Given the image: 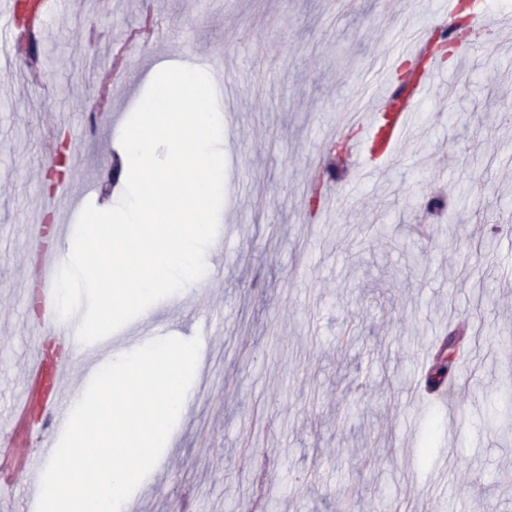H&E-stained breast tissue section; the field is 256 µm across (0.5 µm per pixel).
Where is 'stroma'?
I'll list each match as a JSON object with an SVG mask.
<instances>
[{
    "label": "stroma",
    "mask_w": 512,
    "mask_h": 512,
    "mask_svg": "<svg viewBox=\"0 0 512 512\" xmlns=\"http://www.w3.org/2000/svg\"><path fill=\"white\" fill-rule=\"evenodd\" d=\"M141 0H60L45 78L0 57V438L53 319L28 242L61 193L103 206L116 146L156 73L219 53L225 156L205 308L155 303L152 328L201 337L194 396L132 512H512V42L458 51L376 177L334 143L356 137L402 36L443 24L444 0H152L159 36L114 72ZM109 86L111 112L97 90ZM80 159L44 188L51 140ZM335 163L332 207L312 167ZM212 331L202 336L201 322ZM473 342L451 400L415 394L448 329Z\"/></svg>",
    "instance_id": "35a3bbf8"
}]
</instances>
